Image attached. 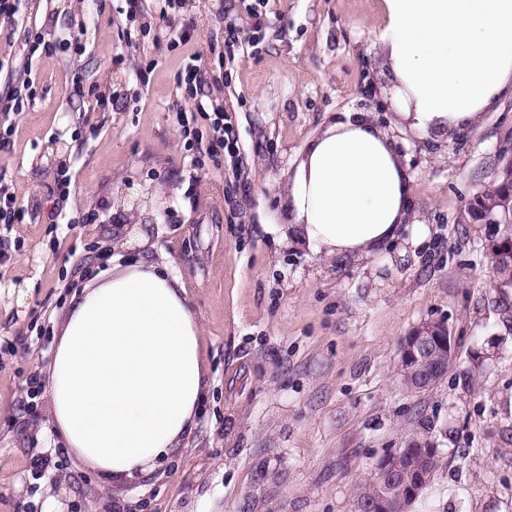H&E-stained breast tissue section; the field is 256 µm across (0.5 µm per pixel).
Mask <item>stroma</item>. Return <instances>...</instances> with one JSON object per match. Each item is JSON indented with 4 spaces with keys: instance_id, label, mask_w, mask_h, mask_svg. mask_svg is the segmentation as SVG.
<instances>
[{
    "instance_id": "stroma-1",
    "label": "stroma",
    "mask_w": 512,
    "mask_h": 512,
    "mask_svg": "<svg viewBox=\"0 0 512 512\" xmlns=\"http://www.w3.org/2000/svg\"><path fill=\"white\" fill-rule=\"evenodd\" d=\"M231 0H20L0 20V59L27 33L78 21L81 53L34 57L36 104L15 116L0 178L23 221L0 223V512H355L388 452L426 425L438 467L411 512H512V287L497 279L487 228L465 205L512 158V97L470 129L423 141L389 105L378 0H277L256 49L224 60V30L251 25ZM196 31L178 43L185 22ZM200 56L208 95L178 77ZM96 83L113 108L96 111ZM234 111L236 158L188 151L181 113ZM367 112L412 181L400 237L364 258L317 255L284 236V195L308 140ZM97 134H90L89 125ZM70 195L53 196L61 168ZM167 192L155 223L116 225L125 189ZM170 266L203 336L207 385L192 432L140 481L116 482L56 435L48 377L73 296L117 257ZM446 323L455 356L423 392L401 381L398 349Z\"/></svg>"
}]
</instances>
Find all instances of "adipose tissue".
Segmentation results:
<instances>
[{
	"label": "adipose tissue",
	"mask_w": 512,
	"mask_h": 512,
	"mask_svg": "<svg viewBox=\"0 0 512 512\" xmlns=\"http://www.w3.org/2000/svg\"><path fill=\"white\" fill-rule=\"evenodd\" d=\"M380 13L391 105L419 135L461 132L512 96V0H382ZM285 202L294 242L369 256L406 229L410 178L387 134L346 112L307 142ZM205 385L183 285L147 254L74 298L50 365L54 429L106 476L143 479L191 433Z\"/></svg>",
	"instance_id": "1"
}]
</instances>
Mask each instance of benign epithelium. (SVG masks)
Wrapping results in <instances>:
<instances>
[{
    "label": "benign epithelium",
    "mask_w": 512,
    "mask_h": 512,
    "mask_svg": "<svg viewBox=\"0 0 512 512\" xmlns=\"http://www.w3.org/2000/svg\"><path fill=\"white\" fill-rule=\"evenodd\" d=\"M506 191L497 200L501 214L484 213V224L512 222V158L497 172ZM455 354L454 340L448 326L440 322H426L415 326L399 347V366L409 380L411 390L422 392L435 385L448 369ZM438 454L436 443L430 437L414 438L407 446L387 453L378 463V471L389 475L406 466L413 467L416 460L432 459ZM371 512H407L406 503L385 491L379 493Z\"/></svg>",
    "instance_id": "obj_1"
}]
</instances>
